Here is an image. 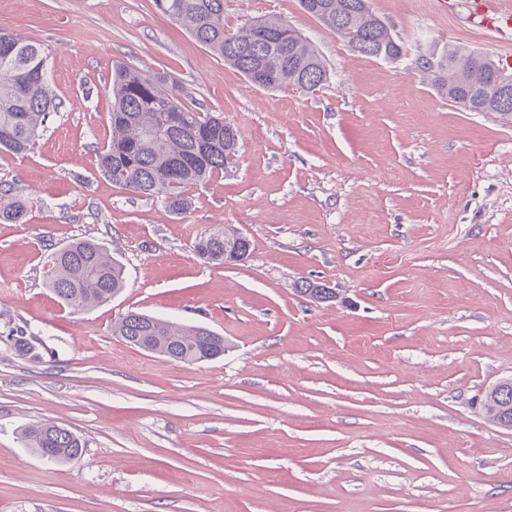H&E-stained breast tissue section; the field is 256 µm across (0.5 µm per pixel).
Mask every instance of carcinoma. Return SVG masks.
<instances>
[{
	"label": "carcinoma",
	"mask_w": 512,
	"mask_h": 512,
	"mask_svg": "<svg viewBox=\"0 0 512 512\" xmlns=\"http://www.w3.org/2000/svg\"><path fill=\"white\" fill-rule=\"evenodd\" d=\"M303 10L336 33L351 51L395 62L403 45L373 11L369 0H300ZM159 13L179 22L224 63L249 77L266 74V89L314 91L328 78L315 46L287 22L252 20L235 29L224 27V0H155ZM44 44L0 29V149L16 154L31 149L58 111L48 83ZM489 72L506 73L490 56L457 47L426 62L437 93L471 112H512V98L503 100L476 84L473 60ZM109 112L112 140L97 151L100 172L130 194L157 198L173 212L188 209L189 187L204 182L237 162L238 136L224 117L203 111V104L167 73L144 72L118 63L112 78ZM28 199L14 182L0 181V221L19 222ZM201 260L224 264V227L195 241ZM45 282L60 302L77 312L111 301L124 287V269L93 239H79L54 250L46 261ZM113 332L136 347L173 360L204 362L224 355V337L200 325L137 312L117 319ZM20 356L39 357L36 338L19 330L12 337ZM479 405L489 420L512 427V379L491 386ZM26 447L55 463L81 460L85 443L72 431L47 422L25 429Z\"/></svg>",
	"instance_id": "1"
}]
</instances>
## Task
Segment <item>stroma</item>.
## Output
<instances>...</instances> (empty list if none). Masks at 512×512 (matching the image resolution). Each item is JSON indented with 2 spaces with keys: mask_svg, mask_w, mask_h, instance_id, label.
<instances>
[{
  "mask_svg": "<svg viewBox=\"0 0 512 512\" xmlns=\"http://www.w3.org/2000/svg\"><path fill=\"white\" fill-rule=\"evenodd\" d=\"M370 2L399 61L354 53L299 0H224L225 27L277 17L313 42L330 76L305 92L250 87L153 0H0V28L49 47L61 103L29 152L0 150L31 201L0 222V512H512V430L474 406L512 378V113L466 111L422 70L451 46L512 68V27L478 0ZM119 62L237 131L236 165L184 212L96 166ZM219 225L250 240L245 263L195 257ZM78 238L126 286L74 313L44 266ZM131 310L208 326L224 355L129 345L112 324ZM45 420L84 440L80 461L26 447Z\"/></svg>",
  "mask_w": 512,
  "mask_h": 512,
  "instance_id": "obj_1",
  "label": "stroma"
}]
</instances>
